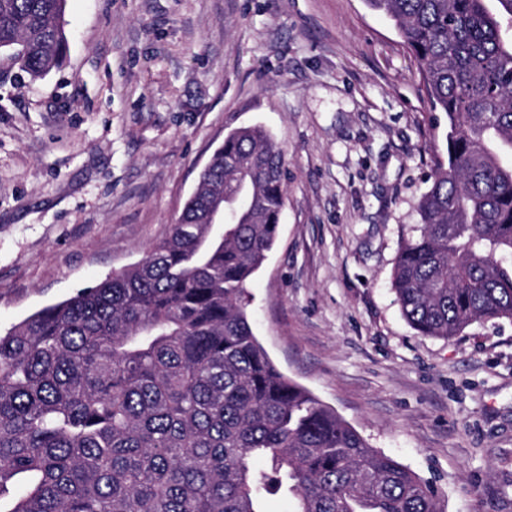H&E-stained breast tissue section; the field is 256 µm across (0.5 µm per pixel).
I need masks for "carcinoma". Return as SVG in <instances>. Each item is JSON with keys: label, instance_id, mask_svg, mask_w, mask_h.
I'll use <instances>...</instances> for the list:
<instances>
[{"label": "carcinoma", "instance_id": "carcinoma-1", "mask_svg": "<svg viewBox=\"0 0 512 512\" xmlns=\"http://www.w3.org/2000/svg\"><path fill=\"white\" fill-rule=\"evenodd\" d=\"M66 2L0 0V50L34 79L66 57ZM495 2L367 0L447 121L392 277L422 336L512 321V0ZM284 198L281 151L236 129L139 263L0 333V512H443L255 336L248 283Z\"/></svg>", "mask_w": 512, "mask_h": 512}]
</instances>
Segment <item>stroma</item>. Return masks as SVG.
<instances>
[{
    "instance_id": "35a3bbf8",
    "label": "stroma",
    "mask_w": 512,
    "mask_h": 512,
    "mask_svg": "<svg viewBox=\"0 0 512 512\" xmlns=\"http://www.w3.org/2000/svg\"><path fill=\"white\" fill-rule=\"evenodd\" d=\"M64 22L43 78L0 57V329L142 260L262 126L287 169L248 285L269 358L445 512H512V321L425 337L391 286L446 153L393 22L365 0H67Z\"/></svg>"
}]
</instances>
